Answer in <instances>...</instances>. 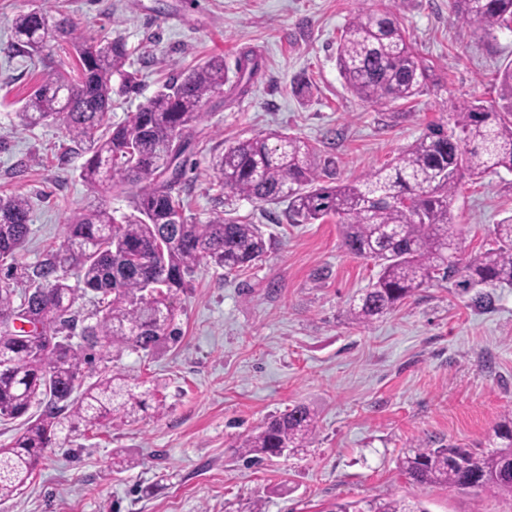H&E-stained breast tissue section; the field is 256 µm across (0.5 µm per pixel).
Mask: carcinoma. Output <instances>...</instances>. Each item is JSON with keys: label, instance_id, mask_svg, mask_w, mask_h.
Listing matches in <instances>:
<instances>
[{"label": "carcinoma", "instance_id": "carcinoma-1", "mask_svg": "<svg viewBox=\"0 0 512 512\" xmlns=\"http://www.w3.org/2000/svg\"><path fill=\"white\" fill-rule=\"evenodd\" d=\"M453 16L483 30L512 25V0H453ZM15 48L40 56L62 37L75 57L45 74L19 117L25 125L60 120L89 158L80 177L108 192L131 185L134 214L124 223L99 206L80 210L59 247L34 265L19 261L31 233L29 200L0 196V419H23V431L0 447V501L18 494L46 459L58 434L70 437L116 420L134 422L164 405L157 387L137 392L112 371L85 383V371L127 350L149 355L181 336L174 295L192 287L196 270L212 264L228 271L248 267L267 251L256 224L222 214L204 222L185 214L178 193L184 132L203 119L204 104L223 92L224 58L214 56L178 75L132 118L113 126L112 75L123 74L127 93L137 77L122 72L129 53L120 38L86 41L68 18L29 11L12 21ZM336 63L348 90L372 105L411 102L427 88L430 67L409 43L397 10L361 11L342 30ZM259 62L242 56L238 80H251ZM502 111L472 103L454 106L453 126L436 124L390 163L351 181L319 184L314 147L279 131L237 140L214 156L212 169L227 193L264 204L288 203V218L311 224L337 218L345 251L374 261L375 280L349 306L366 327L434 282L459 279L463 288H512V216L493 225L495 247L467 259L452 224L451 203L465 175L512 174V67L496 75ZM80 273L81 286L66 271ZM25 285L22 293L9 287ZM101 295L95 321L76 329V306L87 291ZM40 325L34 336L12 323ZM39 414L31 412L33 407ZM317 428L316 414L297 405L272 417L245 439L237 454L246 462L304 448ZM415 483L467 487L512 497V413L493 426L477 451L456 444L418 448L401 460ZM334 512H428L419 500L377 498L365 508L336 504Z\"/></svg>", "mask_w": 512, "mask_h": 512}]
</instances>
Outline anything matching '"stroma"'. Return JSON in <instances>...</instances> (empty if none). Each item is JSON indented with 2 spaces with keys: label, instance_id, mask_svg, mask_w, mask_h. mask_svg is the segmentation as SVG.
<instances>
[{
  "label": "stroma",
  "instance_id": "35a3bbf8",
  "mask_svg": "<svg viewBox=\"0 0 512 512\" xmlns=\"http://www.w3.org/2000/svg\"><path fill=\"white\" fill-rule=\"evenodd\" d=\"M396 6L406 35L432 67L414 101L374 106L351 94L336 40L359 10ZM44 9L87 38L123 37L125 68L140 89L113 95L125 122L160 86L213 56L228 81L188 135L180 192L189 216L220 212L258 224L271 245L252 268L204 265L175 305L181 341L112 368L163 383V416L116 422L58 440L21 494L0 512H331L338 501L421 499L429 512H512V499L419 485L398 461L417 447L473 448L512 410V288L479 308L455 282L419 289L367 327L349 304L375 280L373 261L348 254L335 219L290 223L285 205L226 195L211 167L231 141L272 130L317 150L325 185L391 161L453 105H499L496 71L512 65V29L484 32L455 21L452 0H0V194L32 202L25 262L60 244L74 212L133 211L131 187L101 195L80 177L86 160L64 125L23 126L18 112L45 72L66 58L53 43L30 61L13 51V18ZM260 60L246 89L242 53ZM451 211L465 255L491 246L489 230L512 215V175L463 178ZM297 405L318 414L307 448L249 464L235 449L271 416ZM135 460L115 472L112 452Z\"/></svg>",
  "mask_w": 512,
  "mask_h": 512
}]
</instances>
